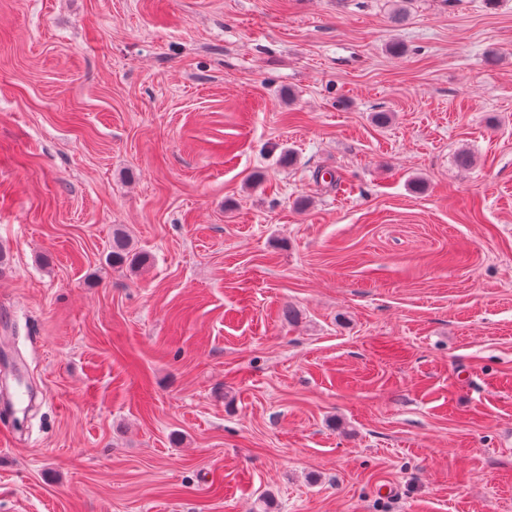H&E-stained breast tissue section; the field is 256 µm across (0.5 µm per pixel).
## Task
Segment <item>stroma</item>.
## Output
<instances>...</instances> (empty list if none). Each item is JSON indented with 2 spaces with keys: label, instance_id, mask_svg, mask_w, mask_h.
Returning a JSON list of instances; mask_svg holds the SVG:
<instances>
[{
  "label": "stroma",
  "instance_id": "35a3bbf8",
  "mask_svg": "<svg viewBox=\"0 0 512 512\" xmlns=\"http://www.w3.org/2000/svg\"><path fill=\"white\" fill-rule=\"evenodd\" d=\"M0 249V512H512V0H0ZM147 259L131 246L129 235L123 228L117 227L112 232V265H128L131 268L144 266Z\"/></svg>",
  "mask_w": 512,
  "mask_h": 512
}]
</instances>
